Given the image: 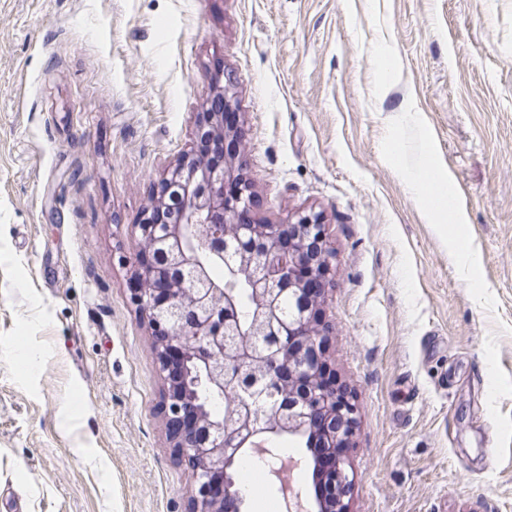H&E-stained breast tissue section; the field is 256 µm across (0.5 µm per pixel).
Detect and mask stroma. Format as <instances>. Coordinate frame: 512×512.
<instances>
[{"label":"stroma","instance_id":"35a3bbf8","mask_svg":"<svg viewBox=\"0 0 512 512\" xmlns=\"http://www.w3.org/2000/svg\"><path fill=\"white\" fill-rule=\"evenodd\" d=\"M220 87L251 222L325 225L348 512H512V0H0V512H184L129 288ZM434 173L428 167V159L418 167L409 173V180L412 192L414 193L415 199L419 205L429 212L435 224H447L448 223V207L446 205L438 206L427 196L425 183L428 178L433 179ZM446 220V222H444Z\"/></svg>","mask_w":512,"mask_h":512}]
</instances>
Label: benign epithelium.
<instances>
[{
    "label": "benign epithelium",
    "instance_id": "1",
    "mask_svg": "<svg viewBox=\"0 0 512 512\" xmlns=\"http://www.w3.org/2000/svg\"><path fill=\"white\" fill-rule=\"evenodd\" d=\"M239 141L224 125V113L202 112L196 133ZM235 156L224 165L208 166L188 154L159 182L152 207L136 225L137 239L150 262L139 263L131 299L154 331V348L163 375L174 370L178 385L164 394L163 409L174 457L192 471L187 512H241L244 494L234 490L230 469L236 458L281 436L296 437L311 427L321 429L323 447L350 446L357 409L346 392L323 381L326 359L322 304L328 288L331 254L320 214L301 211L286 224H246L240 213L253 196L241 183ZM240 183L239 192L224 195V183ZM183 200L179 221L156 220L169 195ZM237 261L232 279L246 278L254 315L244 329L237 318L235 289L211 278L212 268ZM288 294L292 309L283 317L277 301ZM270 337L273 361L267 376L288 381V401L276 405L270 418L234 403L224 416L212 417L187 390L194 377L210 394L223 395L229 372L249 363L247 348L226 346V336ZM332 495L320 500L317 512H347L352 477L348 462L334 457L329 478Z\"/></svg>",
    "mask_w": 512,
    "mask_h": 512
}]
</instances>
